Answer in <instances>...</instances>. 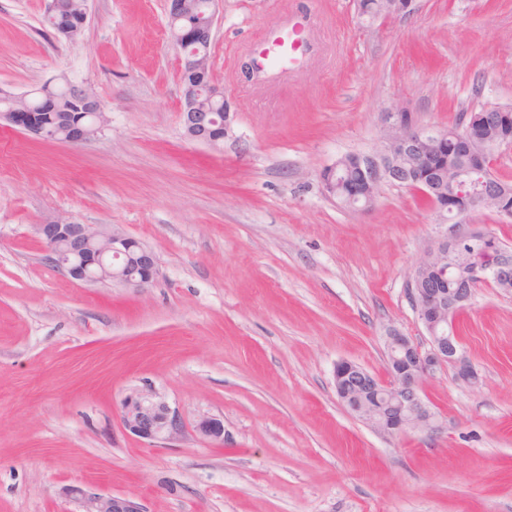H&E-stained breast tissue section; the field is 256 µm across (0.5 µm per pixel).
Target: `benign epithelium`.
<instances>
[{
    "mask_svg": "<svg viewBox=\"0 0 512 512\" xmlns=\"http://www.w3.org/2000/svg\"><path fill=\"white\" fill-rule=\"evenodd\" d=\"M170 35L179 49V72L183 85V102L180 121L185 136L194 142L215 147L224 141L232 121L225 106L224 88L213 77L210 55L201 47L212 45L215 39V22L222 0H206V18L198 19L195 0H166ZM413 0H377L374 20H385L410 13ZM67 93L88 103L86 121L74 123L61 115L57 121L66 130V142L79 143L101 131L107 122L106 113L97 98L86 88L69 85ZM219 101L224 109L215 113L206 109L201 97ZM0 96L11 106L0 111V121L7 125L41 137L46 129L36 122V113L30 105H18V100H28L29 94L19 96L7 89ZM494 130L499 133L496 148L512 147V132L508 131L505 115L501 111L487 113ZM383 136L377 150L360 159L361 180L351 183L347 191L366 198L361 206L369 210L375 206L377 194L370 190L384 183L406 187L433 200L435 223H448V193L443 186L461 184L465 170L458 169L452 178L444 177L443 170L427 181L411 179L409 170L402 165L408 157L421 164L426 158L422 145L434 129L424 125L408 105L399 103L381 114ZM483 137L478 127H468L460 137L468 152L469 166L487 168L490 155L472 150L471 141ZM342 162L336 161L325 168L320 179L327 193L334 195L342 187L337 172ZM512 193L506 183L491 184L485 191L471 199L470 213L482 212L498 204V213L510 216L506 206ZM48 260L70 279L84 283L113 281L129 288H149L158 272L156 254L135 238L117 229L98 226L91 229L86 224L53 223L37 225ZM484 236L471 230H460L451 237L428 245L416 260L410 279L409 291L419 323L427 336L422 345L396 327L386 330L384 336L387 362V379L382 380L361 365L349 361L336 362L333 377L336 394L341 404L356 418L386 435H399L408 431L438 430L435 411L422 395L426 379L442 367L449 366L455 379L466 384L478 381V374L461 347L453 322L468 304L473 289H448V262L467 254L466 265L474 283H487L493 288L509 290L512 285V261L508 250L495 243V250L502 254L496 263H484L483 251L473 249ZM120 421L129 434L149 443L173 440L185 431V424L178 410L172 408L165 395L150 385L129 388L122 400ZM194 432L200 438L224 443V423L221 419L204 413L198 416ZM65 496L74 500L81 512H144L137 497L127 494L100 492L90 487L70 485Z\"/></svg>",
    "mask_w": 512,
    "mask_h": 512,
    "instance_id": "obj_1",
    "label": "benign epithelium"
}]
</instances>
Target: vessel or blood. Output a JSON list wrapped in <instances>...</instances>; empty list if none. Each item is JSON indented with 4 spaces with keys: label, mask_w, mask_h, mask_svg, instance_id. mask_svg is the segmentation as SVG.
<instances>
[{
    "label": "vessel or blood",
    "mask_w": 512,
    "mask_h": 512,
    "mask_svg": "<svg viewBox=\"0 0 512 512\" xmlns=\"http://www.w3.org/2000/svg\"><path fill=\"white\" fill-rule=\"evenodd\" d=\"M316 48L312 25L307 15L294 13L265 31L251 51L250 63L256 80L274 86L283 79H292Z\"/></svg>",
    "instance_id": "vessel-or-blood-1"
}]
</instances>
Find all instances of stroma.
Instances as JSON below:
<instances>
[{"mask_svg": "<svg viewBox=\"0 0 512 512\" xmlns=\"http://www.w3.org/2000/svg\"><path fill=\"white\" fill-rule=\"evenodd\" d=\"M44 7L0 0V87L83 86L108 122L79 144L0 124V512H80L62 493L76 484L145 512H512V291L477 287L457 316L480 381L428 379L438 431H374L339 403L334 366L384 375L389 326L426 342L409 276L456 227L413 190L385 187L363 213L320 181L378 146L392 103L436 129L512 106V0H414L369 26L354 0H222L211 59L233 119L218 148L184 134L164 0H88L73 43ZM297 9L317 51L257 88L250 43ZM49 222L139 240L153 285L71 280L46 258ZM142 384L184 434L123 429ZM202 413L223 443L192 431Z\"/></svg>", "mask_w": 512, "mask_h": 512, "instance_id": "35a3bbf8", "label": "stroma"}]
</instances>
